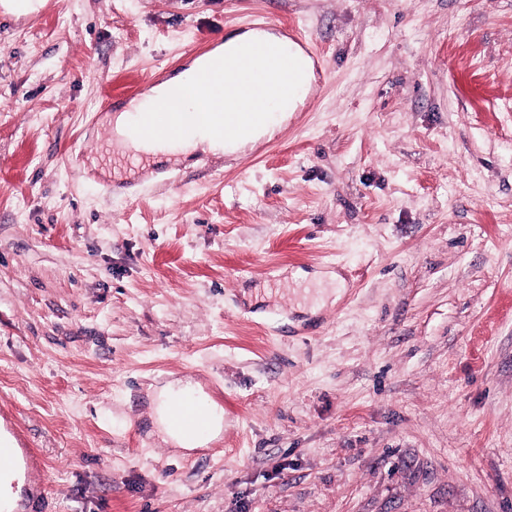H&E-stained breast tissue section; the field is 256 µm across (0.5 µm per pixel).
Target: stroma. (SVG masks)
<instances>
[{"label":"stroma","mask_w":512,"mask_h":512,"mask_svg":"<svg viewBox=\"0 0 512 512\" xmlns=\"http://www.w3.org/2000/svg\"><path fill=\"white\" fill-rule=\"evenodd\" d=\"M260 15L328 71L280 131L99 158L114 81ZM172 376L224 408L185 456ZM0 427L46 512H512V0L0 7ZM191 393L199 396L209 415L206 429L195 435L186 434L174 428L169 420L171 402ZM153 405L155 431L173 448L187 452L206 448V445L218 438L224 429V409L212 401L199 384L190 380L176 378L159 383L153 388ZM19 446L14 436H9L7 442L1 441L0 478L18 471H24L31 478L35 476L40 478L34 450L32 448H20Z\"/></svg>","instance_id":"1"}]
</instances>
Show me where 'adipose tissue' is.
<instances>
[{
    "instance_id": "adipose-tissue-1",
    "label": "adipose tissue",
    "mask_w": 512,
    "mask_h": 512,
    "mask_svg": "<svg viewBox=\"0 0 512 512\" xmlns=\"http://www.w3.org/2000/svg\"><path fill=\"white\" fill-rule=\"evenodd\" d=\"M284 38L267 30H251L229 36L207 56L194 60L187 68L169 78L161 85L152 88L153 99L163 103L173 112H221L226 114L223 135H207L198 140L181 143L179 152L187 157L196 153L213 155L232 154L262 138L274 134L281 123L295 111L305 98L313 79V62L302 50H295L297 62V89L286 100L276 96L251 97L242 87L225 89L223 96L208 98L190 103L180 98L178 88L194 84L201 75L218 60H239L252 62L254 67L268 70L266 61L257 58L254 46L260 42L280 44ZM197 394L205 406L209 422L206 429L191 435L174 428L169 420L171 402L187 394ZM154 425L156 433L173 448L191 452L206 447L218 438L224 428V410L204 394L202 387L185 379H170L159 383L153 389Z\"/></svg>"
}]
</instances>
